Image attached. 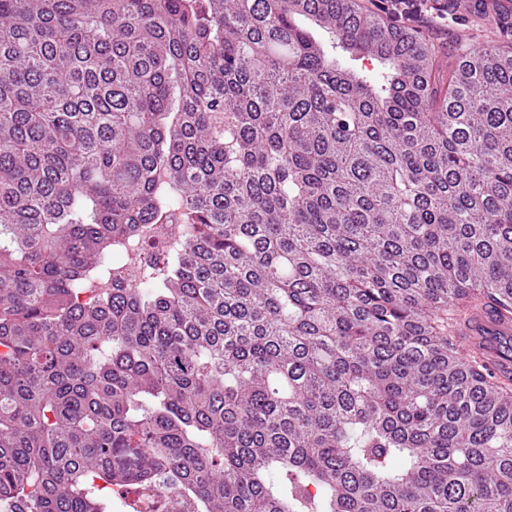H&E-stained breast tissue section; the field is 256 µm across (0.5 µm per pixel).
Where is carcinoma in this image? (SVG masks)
Listing matches in <instances>:
<instances>
[{
    "label": "carcinoma",
    "instance_id": "cac0c4a2",
    "mask_svg": "<svg viewBox=\"0 0 512 512\" xmlns=\"http://www.w3.org/2000/svg\"><path fill=\"white\" fill-rule=\"evenodd\" d=\"M486 310L511 42L358 0H0V512H512ZM442 4L447 5L450 11H453L451 19L454 20V16L457 15L455 22L448 21V26H444L445 31L434 32L420 25L424 33L436 42L443 44L446 47H452L459 41H464L472 49H480L485 45L487 41L496 38L499 35V30L492 27L486 14L478 9L461 12L457 9V1L453 0H442ZM451 2V3H449Z\"/></svg>",
    "mask_w": 512,
    "mask_h": 512
}]
</instances>
